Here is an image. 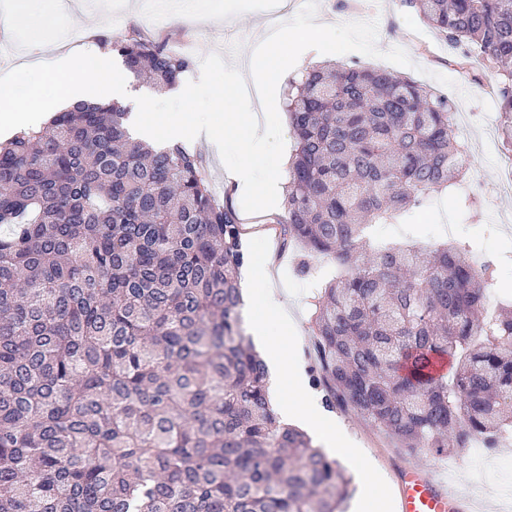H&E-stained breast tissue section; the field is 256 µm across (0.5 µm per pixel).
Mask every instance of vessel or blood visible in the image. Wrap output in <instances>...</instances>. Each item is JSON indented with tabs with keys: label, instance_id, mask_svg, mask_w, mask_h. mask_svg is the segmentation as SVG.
<instances>
[{
	"label": "vessel or blood",
	"instance_id": "b4317fda",
	"mask_svg": "<svg viewBox=\"0 0 512 512\" xmlns=\"http://www.w3.org/2000/svg\"><path fill=\"white\" fill-rule=\"evenodd\" d=\"M399 512H467L465 501L452 497L419 466L405 468L397 478Z\"/></svg>",
	"mask_w": 512,
	"mask_h": 512
}]
</instances>
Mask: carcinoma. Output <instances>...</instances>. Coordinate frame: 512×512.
I'll return each instance as SVG.
<instances>
[{"mask_svg":"<svg viewBox=\"0 0 512 512\" xmlns=\"http://www.w3.org/2000/svg\"><path fill=\"white\" fill-rule=\"evenodd\" d=\"M497 69L512 147V0H417ZM136 79L194 65L166 37L105 36ZM282 247L336 262L312 298V385L398 453L463 458L512 435V303L466 241L422 257L366 229L461 177L448 100L385 69L290 82ZM79 102L0 144V512H342L350 479L281 424L245 338L236 212L202 158Z\"/></svg>","mask_w":512,"mask_h":512,"instance_id":"cac0c4a2","label":"carcinoma"}]
</instances>
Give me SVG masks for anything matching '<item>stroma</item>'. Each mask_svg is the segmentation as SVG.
Instances as JSON below:
<instances>
[{
    "label": "stroma",
    "instance_id": "35a3bbf8",
    "mask_svg": "<svg viewBox=\"0 0 512 512\" xmlns=\"http://www.w3.org/2000/svg\"><path fill=\"white\" fill-rule=\"evenodd\" d=\"M162 29L171 31L173 48H184L195 59L219 52L227 65L246 70L254 47L272 15L281 21L295 16L296 7L287 0H162ZM365 12L378 22V46L387 50L403 48L411 66H390L388 61L359 53L336 56L339 64L364 68H392L394 73L410 77L436 95L446 97L451 112H472L473 124L457 128L458 138L468 147V173L463 184L450 186L439 196L424 200L409 215L389 224L375 225L373 237L405 244L428 252L446 240L445 225L457 228L460 239L470 241L473 249L483 251L490 260L512 266V195L486 194L487 185L504 177L512 169V151L502 139L504 114L496 93L498 77L485 63L470 71L453 62L456 49L432 29L410 6L409 0H318V17L329 23L350 21L353 13ZM57 33L81 28L97 35L121 37L131 29H143L141 0H66L65 9L56 17ZM454 80V87L438 82V75ZM191 152L201 154L207 165L211 186L219 198L241 208L242 195L224 168L221 157L200 143L190 144ZM264 237L255 241L244 237L247 254L244 273L261 272L270 266L272 287L285 291L288 315L302 332L310 330L308 300L313 288L321 287L336 273L333 264H325L314 282H307L298 271L303 259L299 250L280 247V227L264 223ZM351 441L379 472L384 488H391L398 467L414 464L449 483L454 494L467 500L472 512H512V440L502 442L494 453L470 449L464 461L452 456L419 454L411 458L398 455L389 441L353 414L339 409L330 413ZM499 474L497 487L481 485L471 489L474 477Z\"/></svg>",
    "mask_w": 512,
    "mask_h": 512
}]
</instances>
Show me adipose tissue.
<instances>
[{
	"instance_id": "adipose-tissue-1",
	"label": "adipose tissue",
	"mask_w": 512,
	"mask_h": 512,
	"mask_svg": "<svg viewBox=\"0 0 512 512\" xmlns=\"http://www.w3.org/2000/svg\"><path fill=\"white\" fill-rule=\"evenodd\" d=\"M60 0H11L0 26L28 30L29 49H42L54 33L53 15ZM54 95H46V88ZM126 91V77L111 56L89 45L58 57L51 68L36 73H17L0 79V136L40 127L46 113L58 105L96 101L101 94L110 98ZM243 313L256 344L279 380L272 404L283 420H291L317 433L328 452L365 478V492L359 512H386L388 501L367 461L349 448L335 422L326 419L309 398L306 381L298 364L303 338L289 330L290 319L281 295L264 289L246 301Z\"/></svg>"
}]
</instances>
